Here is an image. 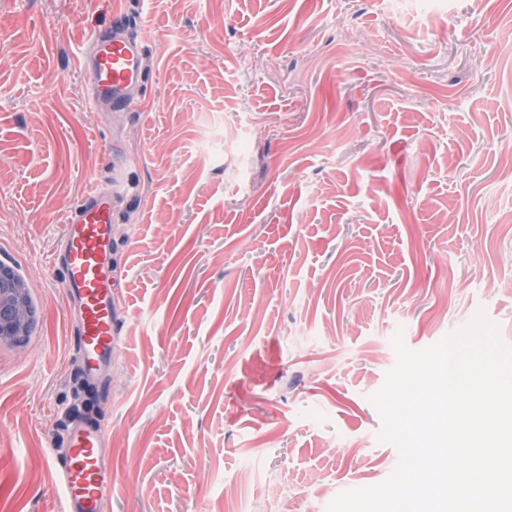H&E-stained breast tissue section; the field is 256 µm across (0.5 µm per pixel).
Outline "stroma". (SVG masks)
I'll return each instance as SVG.
<instances>
[{
	"label": "stroma",
	"mask_w": 512,
	"mask_h": 512,
	"mask_svg": "<svg viewBox=\"0 0 512 512\" xmlns=\"http://www.w3.org/2000/svg\"><path fill=\"white\" fill-rule=\"evenodd\" d=\"M122 6L147 80L90 103ZM512 0H0V262L37 322L0 345V512H58L69 414L100 512H327L398 462L369 397L477 314L512 346ZM111 194L109 389L75 378L48 256ZM55 457L63 489L62 512H98L106 481L105 436L91 419L72 421Z\"/></svg>",
	"instance_id": "1"
}]
</instances>
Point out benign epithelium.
I'll return each mask as SVG.
<instances>
[{"instance_id": "obj_1", "label": "benign epithelium", "mask_w": 512, "mask_h": 512, "mask_svg": "<svg viewBox=\"0 0 512 512\" xmlns=\"http://www.w3.org/2000/svg\"><path fill=\"white\" fill-rule=\"evenodd\" d=\"M35 322L36 310L25 281L0 263V344L24 340Z\"/></svg>"}]
</instances>
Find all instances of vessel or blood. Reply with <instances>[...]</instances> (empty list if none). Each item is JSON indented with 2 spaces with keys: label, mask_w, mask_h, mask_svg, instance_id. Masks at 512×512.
I'll return each mask as SVG.
<instances>
[{
  "label": "vessel or blood",
  "mask_w": 512,
  "mask_h": 512,
  "mask_svg": "<svg viewBox=\"0 0 512 512\" xmlns=\"http://www.w3.org/2000/svg\"><path fill=\"white\" fill-rule=\"evenodd\" d=\"M91 80V102L118 109L134 104L131 89L142 75V52L127 32V14L114 8L105 27L92 31L78 58ZM112 201L89 184L64 217L50 261L70 309L77 312L76 344L83 352V377L96 384L112 372L115 296ZM105 436L91 419L72 421L55 468L63 489L62 512H98L106 481Z\"/></svg>",
  "instance_id": "obj_1"
}]
</instances>
